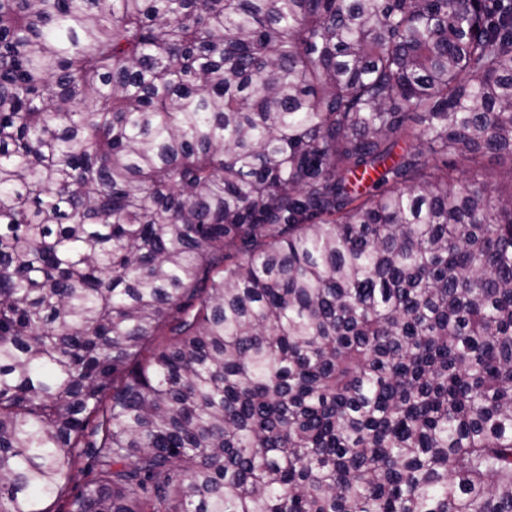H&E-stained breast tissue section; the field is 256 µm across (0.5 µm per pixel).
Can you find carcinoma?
Masks as SVG:
<instances>
[{
	"mask_svg": "<svg viewBox=\"0 0 512 512\" xmlns=\"http://www.w3.org/2000/svg\"><path fill=\"white\" fill-rule=\"evenodd\" d=\"M60 504L512 512V0H0V512Z\"/></svg>",
	"mask_w": 512,
	"mask_h": 512,
	"instance_id": "carcinoma-1",
	"label": "carcinoma"
}]
</instances>
